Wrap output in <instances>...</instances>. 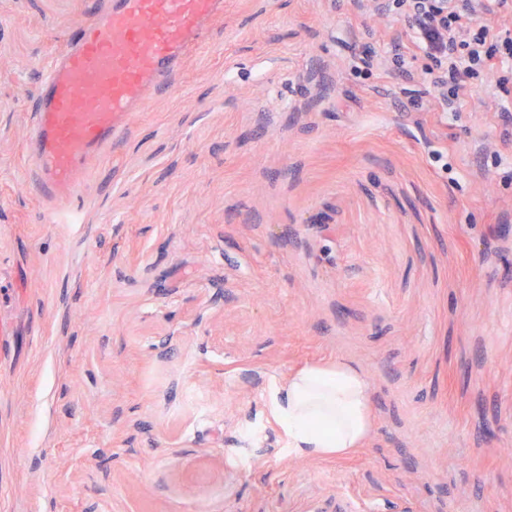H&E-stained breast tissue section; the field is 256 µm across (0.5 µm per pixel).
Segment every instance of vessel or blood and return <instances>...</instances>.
I'll use <instances>...</instances> for the list:
<instances>
[{"mask_svg": "<svg viewBox=\"0 0 512 512\" xmlns=\"http://www.w3.org/2000/svg\"><path fill=\"white\" fill-rule=\"evenodd\" d=\"M223 13L224 0H103L66 36L33 94L26 173L50 203L41 223L77 219L91 160L122 139L150 91L172 87Z\"/></svg>", "mask_w": 512, "mask_h": 512, "instance_id": "1", "label": "vessel or blood"}]
</instances>
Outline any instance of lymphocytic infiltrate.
I'll use <instances>...</instances> for the list:
<instances>
[{
	"instance_id": "obj_1",
	"label": "lymphocytic infiltrate",
	"mask_w": 512,
	"mask_h": 512,
	"mask_svg": "<svg viewBox=\"0 0 512 512\" xmlns=\"http://www.w3.org/2000/svg\"><path fill=\"white\" fill-rule=\"evenodd\" d=\"M508 0H387L383 11H396L403 30L383 41V51L360 59L364 69L381 75L421 80L432 112H454L475 87L507 92L512 87V15ZM427 57L421 71L407 57Z\"/></svg>"
}]
</instances>
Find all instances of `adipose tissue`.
<instances>
[{"mask_svg":"<svg viewBox=\"0 0 512 512\" xmlns=\"http://www.w3.org/2000/svg\"><path fill=\"white\" fill-rule=\"evenodd\" d=\"M270 402L289 453L299 458L345 455L360 447L372 424L369 383L340 360L297 370Z\"/></svg>","mask_w":512,"mask_h":512,"instance_id":"1","label":"adipose tissue"}]
</instances>
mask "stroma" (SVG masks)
I'll use <instances>...</instances> for the list:
<instances>
[{"label": "stroma", "instance_id": "stroma-1", "mask_svg": "<svg viewBox=\"0 0 512 512\" xmlns=\"http://www.w3.org/2000/svg\"><path fill=\"white\" fill-rule=\"evenodd\" d=\"M354 13L224 0L44 224L32 90L92 14L0 0V512H512V94L353 73ZM338 359L371 432L291 456L270 394Z\"/></svg>", "mask_w": 512, "mask_h": 512}]
</instances>
